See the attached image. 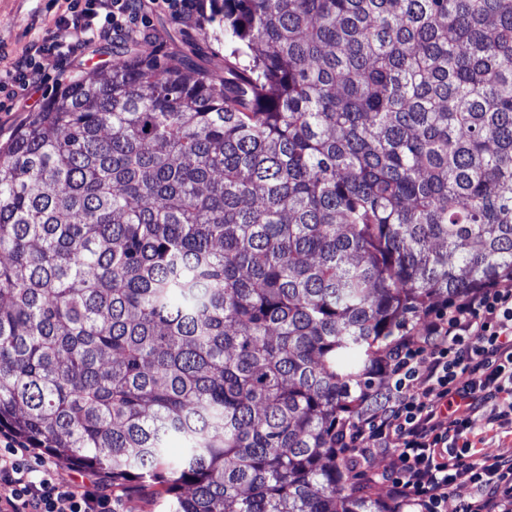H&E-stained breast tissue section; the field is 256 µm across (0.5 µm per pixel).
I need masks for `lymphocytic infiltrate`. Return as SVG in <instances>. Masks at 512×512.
Wrapping results in <instances>:
<instances>
[{
  "label": "lymphocytic infiltrate",
  "instance_id": "1",
  "mask_svg": "<svg viewBox=\"0 0 512 512\" xmlns=\"http://www.w3.org/2000/svg\"><path fill=\"white\" fill-rule=\"evenodd\" d=\"M135 3L68 0L54 35L0 78V96L39 90L45 59L114 36L136 40ZM424 315L422 332L397 339L372 366L374 383L339 426L336 446L355 467L385 459L371 480L386 488L395 512H443L461 483L472 494L456 512H512V450L475 456L458 447L478 426H512V282L463 293ZM0 482L16 488L0 512H112L106 486L88 490L47 469L35 474L11 452H0Z\"/></svg>",
  "mask_w": 512,
  "mask_h": 512
}]
</instances>
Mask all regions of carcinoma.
I'll use <instances>...</instances> for the list:
<instances>
[{"label":"carcinoma","mask_w":512,"mask_h":512,"mask_svg":"<svg viewBox=\"0 0 512 512\" xmlns=\"http://www.w3.org/2000/svg\"><path fill=\"white\" fill-rule=\"evenodd\" d=\"M214 12L223 76L110 58L0 147V425L171 512H393L336 424L512 277V0Z\"/></svg>","instance_id":"cac0c4a2"}]
</instances>
